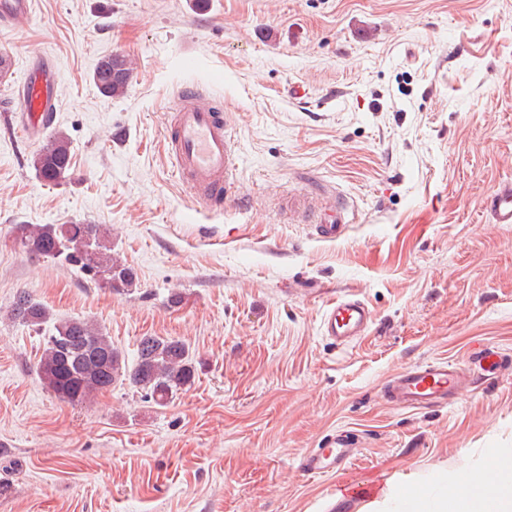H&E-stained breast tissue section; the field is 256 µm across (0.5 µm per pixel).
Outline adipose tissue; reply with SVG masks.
I'll return each instance as SVG.
<instances>
[{
    "instance_id": "adipose-tissue-1",
    "label": "adipose tissue",
    "mask_w": 512,
    "mask_h": 512,
    "mask_svg": "<svg viewBox=\"0 0 512 512\" xmlns=\"http://www.w3.org/2000/svg\"><path fill=\"white\" fill-rule=\"evenodd\" d=\"M497 480L483 484L469 474L431 477L424 486H408L393 494L391 512H512V448L492 458Z\"/></svg>"
}]
</instances>
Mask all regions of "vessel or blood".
Wrapping results in <instances>:
<instances>
[{
  "mask_svg": "<svg viewBox=\"0 0 512 512\" xmlns=\"http://www.w3.org/2000/svg\"><path fill=\"white\" fill-rule=\"evenodd\" d=\"M58 75L53 66L34 64L18 97L21 129L30 138L41 137L57 110ZM170 140L173 159L181 180L192 191L199 208H210L213 201H234L241 153L231 135L230 120L201 91L184 88L177 99ZM485 208L494 223L512 224V182L501 183L487 198ZM344 216L328 214L316 225L320 239L333 241L344 235ZM372 312L355 294L336 297L329 303L320 324V333L336 344H344L369 326ZM471 380L448 362L416 363L390 377L384 386L387 402L403 408L424 409L447 403ZM354 457L350 448H321L305 456L302 466L311 474H324Z\"/></svg>",
  "mask_w": 512,
  "mask_h": 512,
  "instance_id": "b4317fda",
  "label": "vessel or blood"
}]
</instances>
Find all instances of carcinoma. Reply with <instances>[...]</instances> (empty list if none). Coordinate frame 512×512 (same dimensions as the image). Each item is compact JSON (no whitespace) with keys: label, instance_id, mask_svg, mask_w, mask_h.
Listing matches in <instances>:
<instances>
[{"label":"carcinoma","instance_id":"obj_1","mask_svg":"<svg viewBox=\"0 0 512 512\" xmlns=\"http://www.w3.org/2000/svg\"><path fill=\"white\" fill-rule=\"evenodd\" d=\"M101 58L92 75L106 97L124 94L133 73L121 54ZM33 167L43 180L55 182L71 167V143L56 131L36 153ZM17 233L28 254L64 261L104 288L130 291L136 285L134 269L112 255L111 235L101 224H20ZM25 306L13 301V321L34 329L50 318L49 309L29 293H20ZM37 375L55 397L79 406L112 387L120 377L144 393L146 401L167 405L178 391L194 384L196 366L189 346L181 339L142 336L134 363L112 345L110 337L93 321L82 317L60 319L45 340L37 363Z\"/></svg>","mask_w":512,"mask_h":512}]
</instances>
